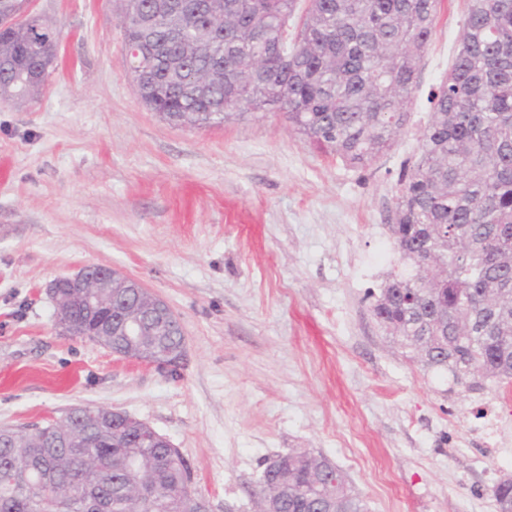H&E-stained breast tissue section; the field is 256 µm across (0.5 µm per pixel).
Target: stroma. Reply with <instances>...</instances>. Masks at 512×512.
I'll use <instances>...</instances> for the list:
<instances>
[{
	"instance_id": "stroma-1",
	"label": "stroma",
	"mask_w": 512,
	"mask_h": 512,
	"mask_svg": "<svg viewBox=\"0 0 512 512\" xmlns=\"http://www.w3.org/2000/svg\"><path fill=\"white\" fill-rule=\"evenodd\" d=\"M59 50L42 97L0 101V426L115 408L165 435L213 512H256L267 463L326 455L368 512H496L512 395L401 348L368 291L396 261L399 178L448 74L466 0H443L409 120L366 170L277 111L177 127L140 101L112 0H31ZM111 266L179 318L176 373L63 333L50 282Z\"/></svg>"
}]
</instances>
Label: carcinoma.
Returning <instances> with one entry per match:
<instances>
[{
  "mask_svg": "<svg viewBox=\"0 0 512 512\" xmlns=\"http://www.w3.org/2000/svg\"><path fill=\"white\" fill-rule=\"evenodd\" d=\"M146 13L124 27L126 44L148 41V78L127 61L149 110L175 126L221 125L276 110L303 140L356 168L393 144L418 88L414 76L432 38L441 0H212L222 21L200 23L180 42L186 15ZM58 44L32 17L0 26V94L37 99L49 76L30 78ZM431 117L420 155L401 178L391 234L410 269L389 274L372 314L404 347L428 343L430 366L454 384L483 378L512 385V0H468L448 76L428 95ZM436 267L421 282L419 259ZM448 275L443 276V269ZM180 355L181 326L165 333ZM120 413L86 407L62 420L0 428V512H197L190 464L132 428ZM323 454L288 452L261 481L280 483L279 512H366L361 497ZM496 512H512V483H499Z\"/></svg>",
  "mask_w": 512,
  "mask_h": 512,
  "instance_id": "carcinoma-1",
  "label": "carcinoma"
}]
</instances>
